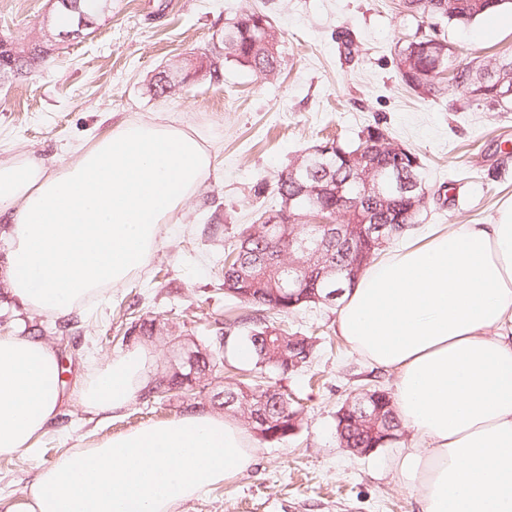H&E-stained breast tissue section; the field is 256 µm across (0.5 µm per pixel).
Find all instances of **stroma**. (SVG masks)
I'll list each match as a JSON object with an SVG mask.
<instances>
[{"instance_id":"35a3bbf8","label":"stroma","mask_w":512,"mask_h":512,"mask_svg":"<svg viewBox=\"0 0 512 512\" xmlns=\"http://www.w3.org/2000/svg\"><path fill=\"white\" fill-rule=\"evenodd\" d=\"M250 8L270 15L282 33L276 75L229 62L220 82L206 76L165 97L150 92L160 72L220 46L225 23ZM52 9V0H0V36L25 43L41 36ZM416 27L399 0H112L111 12L88 34L61 41L39 71L0 82L1 161L36 158L59 167L128 118L196 131L214 153L198 192L172 217L145 265L81 311L80 336L63 360L70 386L54 424L34 448L0 456V512L67 451L183 415L188 401L178 395L150 404L135 399L117 415L95 417L78 404L77 390L127 350L130 304L158 324H182L198 336L236 312L238 301L224 294V250L241 225L275 205L277 175L323 136L353 140L377 122L420 156L430 191L441 197L429 200L414 242L436 224L495 223L512 205V110L456 92L432 99L407 88L395 54L399 37ZM342 31L358 48L353 59L339 51ZM437 32L465 65L512 51V11ZM6 267L0 242V331L23 334L35 322L54 327V318L10 294ZM336 319V309L326 307L289 316V330L327 332L336 347L319 349L310 372L284 380L266 374L301 398V430L284 441H257L250 470L175 512H420L394 469L410 434L367 456L339 445L338 406L362 384L393 390L395 375L352 352Z\"/></svg>"}]
</instances>
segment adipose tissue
<instances>
[{
    "label": "adipose tissue",
    "instance_id": "adipose-tissue-1",
    "mask_svg": "<svg viewBox=\"0 0 512 512\" xmlns=\"http://www.w3.org/2000/svg\"><path fill=\"white\" fill-rule=\"evenodd\" d=\"M212 165L199 134L154 120L113 126L65 165L0 161V241L10 291L60 317L126 282ZM351 349L395 372L393 401L417 437L396 467L421 512H512V207L493 224L445 225L388 251L340 296ZM136 347L86 378L78 401L110 416L150 379ZM63 403L57 355L0 333V456L31 448ZM239 421L193 411L75 449L7 512H174L247 471Z\"/></svg>",
    "mask_w": 512,
    "mask_h": 512
}]
</instances>
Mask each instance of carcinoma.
Listing matches in <instances>:
<instances>
[{
    "label": "carcinoma",
    "instance_id": "1",
    "mask_svg": "<svg viewBox=\"0 0 512 512\" xmlns=\"http://www.w3.org/2000/svg\"><path fill=\"white\" fill-rule=\"evenodd\" d=\"M112 0H57L52 25L57 33L77 29L80 16L94 21L109 10ZM411 17L427 18L438 24L467 25L493 12L512 7V0H402ZM224 53L212 57L209 75L217 74L227 62L237 64L259 76H271L280 67V34L271 18L260 10L246 9L224 27ZM56 50L50 41L26 44L0 37V75L24 76L36 70ZM396 68L402 82L411 90L432 97L448 93V80L468 98L497 108L496 87L500 80L512 81V53L495 54L478 62L475 69L456 64L455 52L436 32L417 27L414 33L398 41ZM397 142L380 124L361 130L353 144L337 142L336 151L327 156H301L297 174L287 169L278 175L273 187L278 206L267 214L278 218L273 231L265 224H248L240 229L237 240L224 255L222 274L224 294L243 304V312L228 320L224 327L204 337L190 335L181 326L165 329L163 341L177 351V368L156 373L139 392V399L162 400L177 391L196 398L217 379H225L224 390L210 397L224 411L243 423L266 442L282 441L295 435L302 425L304 409L300 400L266 380L265 372L279 376L308 369L315 358L317 338L299 336L274 316H287L317 305L329 306L326 293L348 288L353 279L349 269L359 271L370 265L382 250V244L362 235L351 237L348 230L331 231L309 224L315 210L332 223L350 225L388 224L404 215L406 228L385 233L384 242L393 241L415 229L426 209L428 188L425 167L420 157L407 151L405 161H397ZM405 174L418 183L413 192L399 194L390 188L380 197L360 199L352 211L338 205L334 190L342 186L355 193L363 177L383 182L388 175ZM305 185L314 198L288 213L282 212L288 197ZM307 241L308 252L288 257V238ZM151 338L155 320L143 317L130 324L132 331ZM248 345L254 357L252 378L243 381L224 376L225 350L237 343ZM392 398L383 387L363 385L358 395L348 396L336 411V436L342 448H384L400 437Z\"/></svg>",
    "mask_w": 512,
    "mask_h": 512
}]
</instances>
